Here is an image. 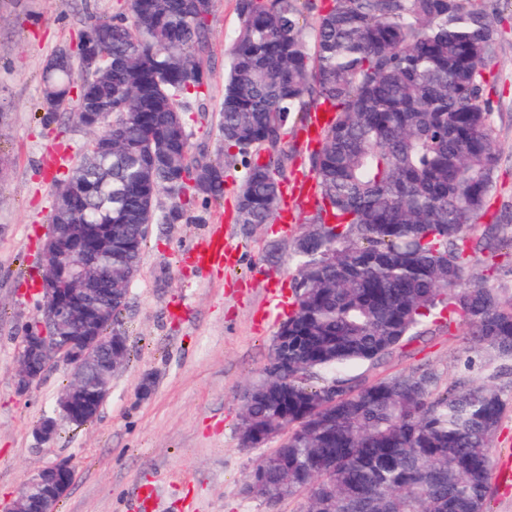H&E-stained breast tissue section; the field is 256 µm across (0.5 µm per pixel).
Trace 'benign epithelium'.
Instances as JSON below:
<instances>
[{"label":"benign epithelium","mask_w":512,"mask_h":512,"mask_svg":"<svg viewBox=\"0 0 512 512\" xmlns=\"http://www.w3.org/2000/svg\"><path fill=\"white\" fill-rule=\"evenodd\" d=\"M96 251L95 243L51 220L39 261L41 299L22 336L15 376L16 390L26 394L52 366L63 364L70 371L56 416L43 418L36 429L46 442L55 437L61 420L75 424L96 418L112 378L122 367L120 357L112 352V344L120 337L102 332L112 306V288L102 287L106 275L96 268ZM69 253L84 258L80 272L71 273L61 263ZM62 324L71 330L65 336L55 335V328ZM73 476L70 462H57L29 480L13 500L0 505V512H56Z\"/></svg>","instance_id":"7a95c632"}]
</instances>
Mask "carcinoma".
Returning <instances> with one entry per match:
<instances>
[{
  "mask_svg": "<svg viewBox=\"0 0 512 512\" xmlns=\"http://www.w3.org/2000/svg\"><path fill=\"white\" fill-rule=\"evenodd\" d=\"M212 0H129L128 12L85 19L98 67L73 53L44 70L48 111H71L90 147L56 192L64 224L112 233L99 259L112 276V323L127 307L149 226L224 198V160L192 154L184 100L205 94ZM311 0H238L242 25L224 84L219 130L244 168L236 210L268 223L281 198L274 169L252 158L284 126L334 112L313 155L318 205L296 241L293 307L263 375L241 394L242 446L278 435L246 493L277 502L304 493L305 512H489L492 438L509 399L461 377L443 390L423 370L363 384L313 383L374 363L445 314L488 363L512 371V300L478 273L498 165L485 66L499 36L485 0H329L312 38ZM112 102V126L87 124ZM112 134V155L100 141ZM184 205L158 212L161 193Z\"/></svg>",
  "mask_w": 512,
  "mask_h": 512,
  "instance_id": "carcinoma-1",
  "label": "carcinoma"
}]
</instances>
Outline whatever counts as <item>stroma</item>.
I'll use <instances>...</instances> for the list:
<instances>
[{
	"mask_svg": "<svg viewBox=\"0 0 512 512\" xmlns=\"http://www.w3.org/2000/svg\"><path fill=\"white\" fill-rule=\"evenodd\" d=\"M126 0H0V502L13 497L40 470L70 461L75 477L58 512H129L139 491L156 492L149 512H304L305 494L275 506L248 496L245 477L271 450L242 447L238 395L267 365L279 317L268 313L267 290L290 292L296 240L314 201L296 206L297 220L242 224L235 201L241 165L224 169L222 206L194 207L179 224L151 225L128 304L115 329L130 361L112 381L98 417L83 426L61 424L54 440L36 428L68 384L55 366L27 394L15 387L17 351L39 301L35 257L50 226L58 185L86 150L90 136L69 113L46 111L41 76L56 50L75 43L86 15L111 17ZM497 46L486 66L500 156L490 194L491 213H512V0H497ZM206 95L189 101L193 153L217 157L224 76L242 25L237 0H213ZM317 145L289 125L274 153L294 188L313 174ZM261 149V157L273 153ZM223 238L236 263L202 265L194 252ZM485 283L512 297V247L482 255ZM431 370L441 385L491 373L463 327L439 319L420 328L380 362L338 371L341 379L376 382ZM150 395H142L144 376ZM488 480L492 512H512V406L491 443Z\"/></svg>",
	"mask_w": 512,
	"mask_h": 512,
	"instance_id": "stroma-1",
	"label": "stroma"
}]
</instances>
